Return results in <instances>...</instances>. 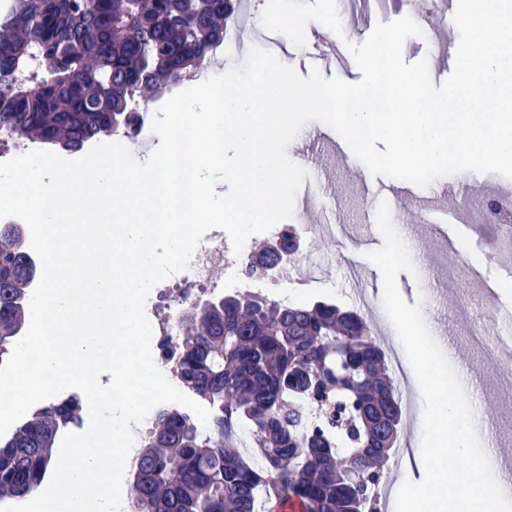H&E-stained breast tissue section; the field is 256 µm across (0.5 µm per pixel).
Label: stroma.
Instances as JSON below:
<instances>
[{"label": "stroma", "mask_w": 512, "mask_h": 512, "mask_svg": "<svg viewBox=\"0 0 512 512\" xmlns=\"http://www.w3.org/2000/svg\"><path fill=\"white\" fill-rule=\"evenodd\" d=\"M266 5L267 0H239L233 39L228 49L214 53L211 68L224 72L240 65L250 48L257 46L304 77L316 69L326 78L337 77L349 83L361 79L352 55H345L339 66L320 65L311 58L309 47H296L285 35L267 31L261 23ZM459 41L453 19H438L423 36L405 41L403 58L408 63L427 59L430 77L438 86L454 70ZM318 147L319 172L308 175L299 189L291 223L300 231L302 264H316L320 276L309 281L307 287L289 289L288 299L299 304L328 301L356 311L368 322L385 353L401 351V342L383 306L381 272L358 249L359 239L365 237L375 246L383 244L376 225L364 221L365 212L372 206L361 186L366 167L356 156L341 158L328 142H319ZM321 179L332 187L331 195L323 197L322 202L336 215L325 234L317 227L314 212L307 208ZM393 224L416 268L412 274L399 273V290L408 304L420 305L427 329L480 413L479 436L495 448L496 478L504 480L512 470V419L506 415V406L512 401V361L489 369L484 346L496 344L502 337L512 340V253L496 249L488 234L464 230L461 223L440 228L422 223L413 206L398 212ZM477 267L484 268L495 293L484 297L479 306L465 308L461 291L470 286L471 273ZM450 272L460 276L459 285L432 288L433 275Z\"/></svg>", "instance_id": "stroma-1"}]
</instances>
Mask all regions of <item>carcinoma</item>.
Returning <instances> with one entry per match:
<instances>
[{
    "label": "carcinoma",
    "mask_w": 512,
    "mask_h": 512,
    "mask_svg": "<svg viewBox=\"0 0 512 512\" xmlns=\"http://www.w3.org/2000/svg\"><path fill=\"white\" fill-rule=\"evenodd\" d=\"M226 0H11L0 13V130L77 153L200 72L224 44ZM32 254L0 224V362L29 315ZM161 354L214 411L206 429L175 409L152 418L133 465L135 512H376L401 421L399 391L362 317L254 293L193 301ZM82 422L71 396L0 441V497L35 496L59 433ZM252 438L251 452L241 436Z\"/></svg>",
    "instance_id": "carcinoma-1"
}]
</instances>
